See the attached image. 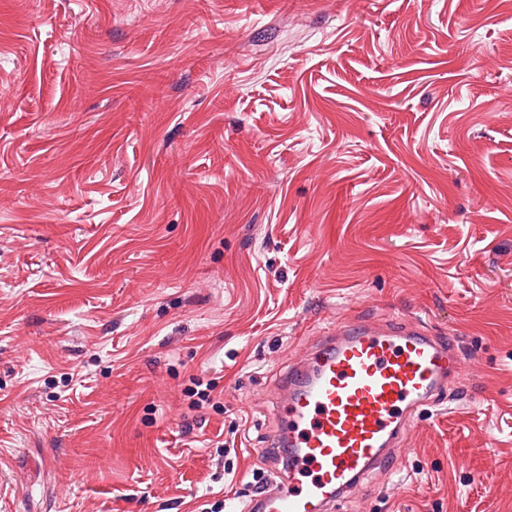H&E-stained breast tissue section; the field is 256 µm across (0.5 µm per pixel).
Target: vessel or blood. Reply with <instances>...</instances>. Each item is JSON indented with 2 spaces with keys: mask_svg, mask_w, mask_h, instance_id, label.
<instances>
[{
  "mask_svg": "<svg viewBox=\"0 0 512 512\" xmlns=\"http://www.w3.org/2000/svg\"><path fill=\"white\" fill-rule=\"evenodd\" d=\"M460 365L454 338L418 320L337 323L279 378L277 423L260 453L280 463L242 512H338L391 469L411 422L441 400Z\"/></svg>",
  "mask_w": 512,
  "mask_h": 512,
  "instance_id": "obj_1",
  "label": "vessel or blood"
}]
</instances>
